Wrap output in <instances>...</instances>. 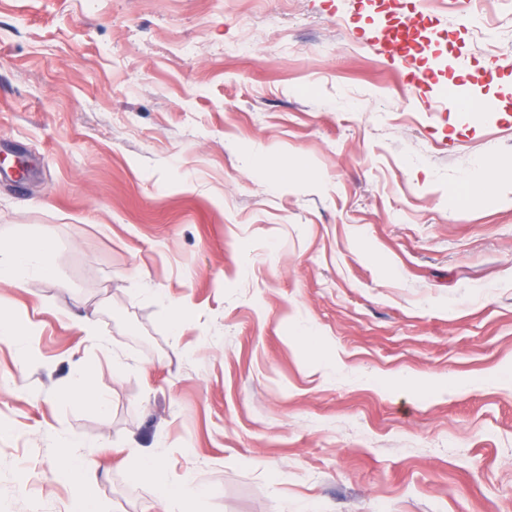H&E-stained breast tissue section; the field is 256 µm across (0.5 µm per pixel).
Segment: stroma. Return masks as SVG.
I'll list each match as a JSON object with an SVG mask.
<instances>
[{
	"label": "stroma",
	"instance_id": "stroma-1",
	"mask_svg": "<svg viewBox=\"0 0 512 512\" xmlns=\"http://www.w3.org/2000/svg\"><path fill=\"white\" fill-rule=\"evenodd\" d=\"M412 3L0 0V235L56 242L0 287V512H72L50 427L103 512H512V0L407 63ZM33 334L28 329L21 328L18 320L0 319V342H8L17 346H24ZM46 437L52 444V447L63 448L65 456L68 460V470L70 472H73L70 467V462L75 459L81 461V469L79 471L78 479L83 486L97 480L98 464L93 461L87 454L72 450L71 448H76V446L69 437L64 435L58 429L48 430ZM187 499H192L196 503V512H207L206 503L208 493L199 487H182L176 491L166 490L161 493L158 505L160 512H184L183 505Z\"/></svg>",
	"mask_w": 512,
	"mask_h": 512
}]
</instances>
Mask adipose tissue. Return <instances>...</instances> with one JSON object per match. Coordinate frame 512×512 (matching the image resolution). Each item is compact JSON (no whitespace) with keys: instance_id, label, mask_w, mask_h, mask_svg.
Listing matches in <instances>:
<instances>
[{"instance_id":"adipose-tissue-1","label":"adipose tissue","mask_w":512,"mask_h":512,"mask_svg":"<svg viewBox=\"0 0 512 512\" xmlns=\"http://www.w3.org/2000/svg\"><path fill=\"white\" fill-rule=\"evenodd\" d=\"M55 247L51 238L31 241L17 238L0 242V285L24 288L52 276L50 254Z\"/></svg>"}]
</instances>
